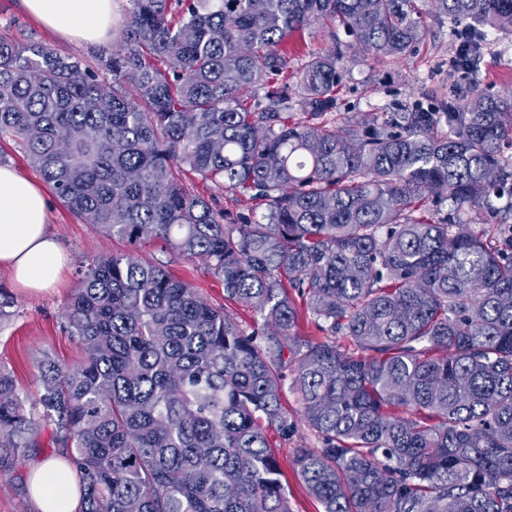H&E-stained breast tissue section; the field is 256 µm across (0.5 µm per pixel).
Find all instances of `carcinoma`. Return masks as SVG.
<instances>
[{"instance_id":"obj_1","label":"carcinoma","mask_w":512,"mask_h":512,"mask_svg":"<svg viewBox=\"0 0 512 512\" xmlns=\"http://www.w3.org/2000/svg\"><path fill=\"white\" fill-rule=\"evenodd\" d=\"M127 2L106 95L80 59L0 36V138L84 223L204 260L262 328L133 257L80 265L65 317L85 360L45 356L38 405L81 512H293L267 435L295 431L289 367L320 443L295 469L322 512H512V238L466 228L512 213V96L476 82L512 0ZM428 6L461 25L469 101L336 111L346 59L413 54ZM325 22L348 40L288 73V37ZM2 392L7 464L40 426L0 371ZM196 193H200L206 197L211 195L218 199V204L225 209L233 212H244L251 214L253 211L256 217H260L263 209L250 201L248 195H242L234 191H222L214 186L211 182H203L201 180H192L190 186Z\"/></svg>"}]
</instances>
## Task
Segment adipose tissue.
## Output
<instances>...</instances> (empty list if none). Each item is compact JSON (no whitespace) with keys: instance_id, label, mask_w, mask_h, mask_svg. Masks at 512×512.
Returning a JSON list of instances; mask_svg holds the SVG:
<instances>
[{"instance_id":"adipose-tissue-1","label":"adipose tissue","mask_w":512,"mask_h":512,"mask_svg":"<svg viewBox=\"0 0 512 512\" xmlns=\"http://www.w3.org/2000/svg\"><path fill=\"white\" fill-rule=\"evenodd\" d=\"M121 0H20L43 25L75 42L107 40ZM50 202L44 189L16 167L0 166V269L29 293L54 287L69 263L49 230ZM29 496L38 512H79L78 478L67 460L46 459L31 469Z\"/></svg>"}]
</instances>
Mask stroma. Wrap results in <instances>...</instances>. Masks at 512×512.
Segmentation results:
<instances>
[{"label": "stroma", "instance_id": "obj_1", "mask_svg": "<svg viewBox=\"0 0 512 512\" xmlns=\"http://www.w3.org/2000/svg\"><path fill=\"white\" fill-rule=\"evenodd\" d=\"M425 24L426 36L411 56L396 62L388 59L366 63L347 61V73L339 93V111L404 112L415 105H433L448 97L465 100L466 84L451 67L457 45L449 34L450 19L431 14L426 16ZM0 35L46 44L59 54L82 59L95 70L100 69L102 60L112 53L111 44L72 42L42 27L19 8L17 0H0ZM481 80L485 88L496 94L512 93V34L492 32L491 42L484 48ZM50 205L49 229L70 259L61 282L46 293L29 296L18 291L7 272L0 271V288L13 300L8 317L0 319V370L14 377L17 392L26 402H33L41 390L37 363L44 356H52L73 368L85 357L81 342L70 334L64 317L67 303L78 285V266L83 261L89 262L102 255L133 254L191 283L204 300L225 307L241 328L254 327L252 312L225 300L223 283L208 270L204 261L183 257L157 239L130 246L82 223L58 198H51ZM282 404L289 415L296 418L297 431L289 440L281 439L273 431L268 434L280 460L281 481L288 489L293 512H322L321 505L307 494L293 467L297 449L318 447V438L302 421L301 404L292 389H285ZM54 432V425L43 424L36 448L19 460L0 466V512H35L27 493L31 464L45 458L71 455L70 449L55 442Z\"/></svg>", "mask_w": 512, "mask_h": 512}]
</instances>
